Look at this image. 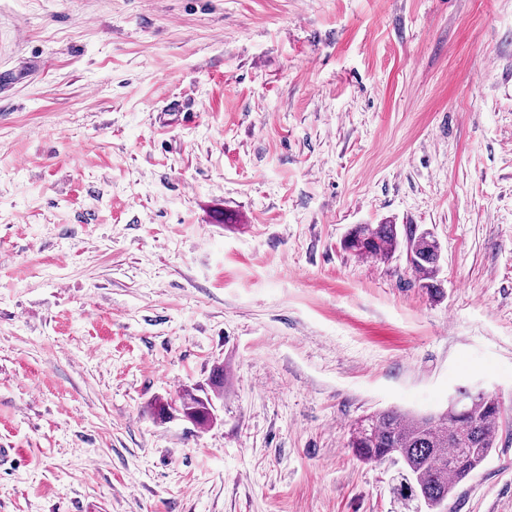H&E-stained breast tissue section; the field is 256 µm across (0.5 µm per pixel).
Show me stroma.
<instances>
[{
  "instance_id": "35a3bbf8",
  "label": "stroma",
  "mask_w": 512,
  "mask_h": 512,
  "mask_svg": "<svg viewBox=\"0 0 512 512\" xmlns=\"http://www.w3.org/2000/svg\"><path fill=\"white\" fill-rule=\"evenodd\" d=\"M475 385L512 512V0H0V512H405L355 423ZM400 245L397 224H358L344 242L345 249L359 256L391 257ZM403 237L408 252L415 254L410 267L422 288L433 289L439 293V246L429 232L421 231L413 225H403ZM224 388L223 369L218 379L211 383L208 390L204 386L192 387L184 390L180 398L179 411L184 418L196 426L210 427L214 423V400L219 397Z\"/></svg>"
}]
</instances>
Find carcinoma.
<instances>
[{
    "mask_svg": "<svg viewBox=\"0 0 512 512\" xmlns=\"http://www.w3.org/2000/svg\"><path fill=\"white\" fill-rule=\"evenodd\" d=\"M406 251L414 253L410 267L421 287L440 290L438 283L439 246L426 231L403 226ZM397 225L358 224L344 242L345 249L359 256L380 259L398 249ZM224 388V374L211 386L184 390L179 413L193 424L209 427L214 423V400ZM502 413L496 396L469 399L465 408L454 403L438 413L409 414L396 409L378 412L364 420L349 447L362 461L381 462L382 454L397 449L403 465L397 487L399 497L420 500L432 512L447 500L455 487L478 470L496 445Z\"/></svg>",
    "mask_w": 512,
    "mask_h": 512,
    "instance_id": "1",
    "label": "carcinoma"
}]
</instances>
